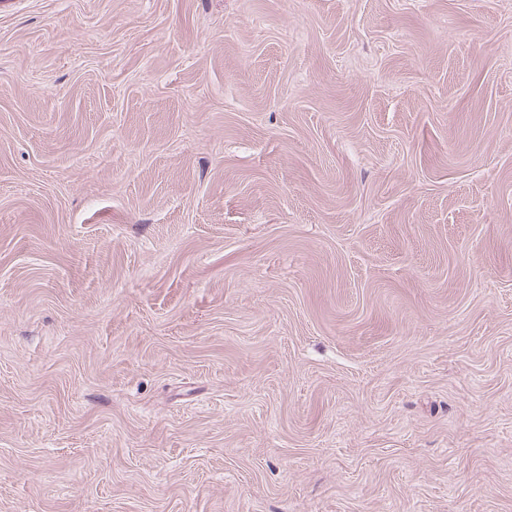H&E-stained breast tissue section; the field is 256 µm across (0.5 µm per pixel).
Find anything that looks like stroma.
Listing matches in <instances>:
<instances>
[{
	"instance_id": "1",
	"label": "stroma",
	"mask_w": 512,
	"mask_h": 512,
	"mask_svg": "<svg viewBox=\"0 0 512 512\" xmlns=\"http://www.w3.org/2000/svg\"><path fill=\"white\" fill-rule=\"evenodd\" d=\"M0 512H512V0H0Z\"/></svg>"
}]
</instances>
